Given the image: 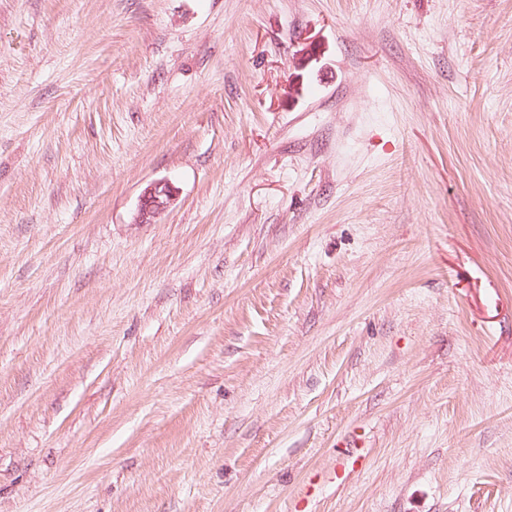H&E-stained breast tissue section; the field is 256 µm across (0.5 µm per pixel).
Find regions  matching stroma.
<instances>
[{"mask_svg": "<svg viewBox=\"0 0 512 512\" xmlns=\"http://www.w3.org/2000/svg\"><path fill=\"white\" fill-rule=\"evenodd\" d=\"M349 436L308 512H512V0H0V512H295ZM170 183L159 180L148 184L140 197L136 221L151 223L157 215L164 212L175 200Z\"/></svg>", "mask_w": 512, "mask_h": 512, "instance_id": "1", "label": "stroma"}]
</instances>
